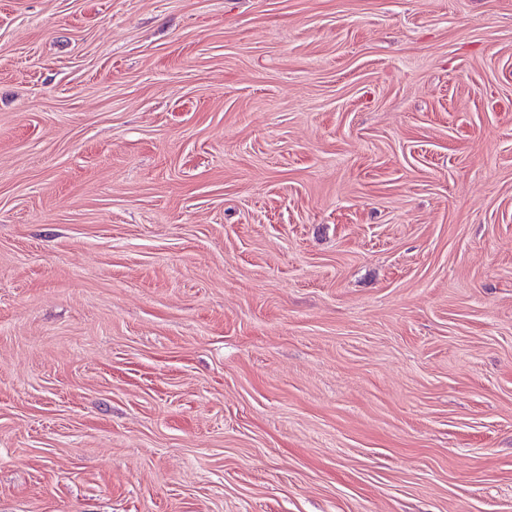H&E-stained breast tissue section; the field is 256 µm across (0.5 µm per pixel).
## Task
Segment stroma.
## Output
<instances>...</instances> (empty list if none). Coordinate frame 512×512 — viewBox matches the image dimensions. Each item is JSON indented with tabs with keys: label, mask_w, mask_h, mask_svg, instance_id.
I'll list each match as a JSON object with an SVG mask.
<instances>
[{
	"label": "stroma",
	"mask_w": 512,
	"mask_h": 512,
	"mask_svg": "<svg viewBox=\"0 0 512 512\" xmlns=\"http://www.w3.org/2000/svg\"><path fill=\"white\" fill-rule=\"evenodd\" d=\"M0 512H512V0H0Z\"/></svg>",
	"instance_id": "1"
}]
</instances>
